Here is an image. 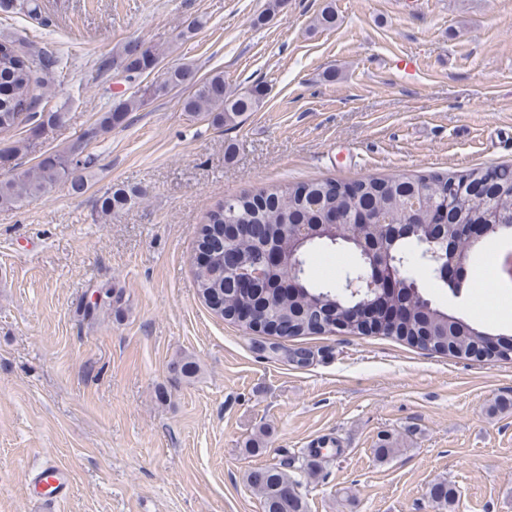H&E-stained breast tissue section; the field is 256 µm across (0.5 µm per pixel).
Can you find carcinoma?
Returning a JSON list of instances; mask_svg holds the SVG:
<instances>
[{
	"mask_svg": "<svg viewBox=\"0 0 512 512\" xmlns=\"http://www.w3.org/2000/svg\"><path fill=\"white\" fill-rule=\"evenodd\" d=\"M0 12L9 14L39 15V0H0ZM161 64V54L151 48H140V41L129 40L110 55L99 57L96 71L122 70L127 82L149 76ZM56 68V61L40 53L22 50L16 41L0 38V133L9 132L20 125L35 120L42 126L59 124L64 113L39 112L37 107L45 99L43 89ZM173 90H185L182 107L186 112L204 114L215 126H234L248 112L256 111L261 104V93L256 89L237 92L224 83V73L215 71L205 78L197 77L194 66L181 63L169 66L161 81L144 90L130 94L119 93L118 100L102 113L97 126L86 134L87 138L106 134L124 124L127 116L155 96ZM92 158L84 154L82 139L71 142L63 149L51 152L34 166L0 179V210L16 209L34 197L49 193L57 184L67 182L71 191L80 193L85 187L83 172L91 169ZM480 172L473 168L457 175L455 187L448 188V176H410L390 179L365 178L359 182V194L346 191L347 184L333 179L305 183L308 194L299 193L298 185H279L261 188L240 195L224 198L204 218L196 245L194 277L197 294H224V309L231 312L247 304L254 317L243 328L270 334L274 324H288L294 336L317 332L318 321L331 318L344 322L346 327L330 333H370L394 338L421 350L442 353L457 358L481 359V352L493 332L462 316L445 311L422 295L418 288L416 270L426 273L438 287L448 284L437 279L436 263L423 257L418 237L410 232L391 242L390 225L405 224L407 204L416 203L422 219L431 218L436 208L449 204L446 222L432 227L437 241L434 249L440 262L453 259L472 262L477 243L471 240L460 224H478L489 201H494L499 223L512 225V166L499 168L497 181L485 195L468 194L464 177ZM141 192L133 187L114 185L96 201L101 220L110 221L140 198ZM339 210L345 214V223H358L364 213L370 221L360 226V235L366 242H388L394 256L396 282L399 292L386 299L391 308L401 311V316L390 321L383 317L374 326L354 318L351 298L341 288L332 284L314 286L303 277L297 291L288 292V280L295 275L294 262L284 258L264 270L265 283L253 296H243L235 277L224 274V225L258 224L261 236L239 238L229 242L235 252L247 260L256 259L258 242L271 243L285 233H293L299 224H317L326 211ZM269 358H283L298 366L310 362L307 349H281L269 346ZM200 370L198 362L184 356L174 363V371L184 379H192ZM252 489L260 496L264 512H306V504L297 491L300 481L276 467L254 470L248 475ZM430 498L439 509L451 507L456 498L455 487L440 480L430 488Z\"/></svg>",
	"mask_w": 512,
	"mask_h": 512,
	"instance_id": "obj_1",
	"label": "carcinoma"
}]
</instances>
